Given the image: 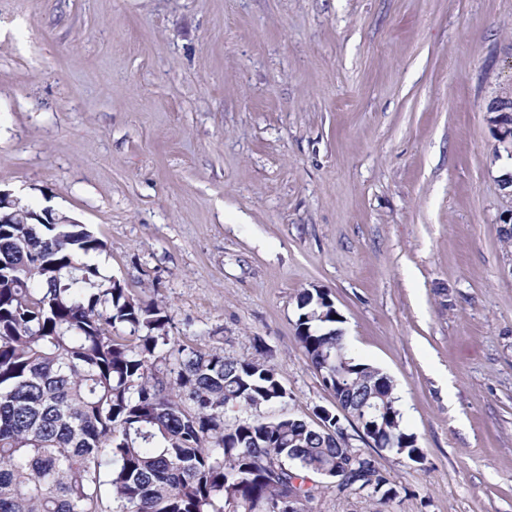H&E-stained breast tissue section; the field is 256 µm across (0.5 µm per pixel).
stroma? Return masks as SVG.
<instances>
[{"label":"stroma","instance_id":"obj_1","mask_svg":"<svg viewBox=\"0 0 512 512\" xmlns=\"http://www.w3.org/2000/svg\"><path fill=\"white\" fill-rule=\"evenodd\" d=\"M512 0H0V189L86 224L175 341L273 365L329 293L425 456L318 512H512Z\"/></svg>","mask_w":512,"mask_h":512}]
</instances>
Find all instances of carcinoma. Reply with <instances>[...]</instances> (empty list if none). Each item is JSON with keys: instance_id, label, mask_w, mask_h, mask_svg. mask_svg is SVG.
<instances>
[{"instance_id": "cac0c4a2", "label": "carcinoma", "mask_w": 512, "mask_h": 512, "mask_svg": "<svg viewBox=\"0 0 512 512\" xmlns=\"http://www.w3.org/2000/svg\"><path fill=\"white\" fill-rule=\"evenodd\" d=\"M32 212L0 224V512H315L334 487L396 496L349 427L424 460L393 380L353 354L327 292L298 295L296 340L344 415L228 427L230 408L285 402L275 368L173 341L165 307L101 272L86 225L23 223Z\"/></svg>"}]
</instances>
